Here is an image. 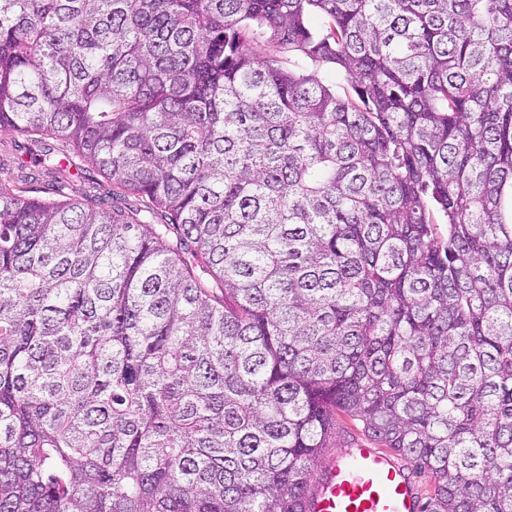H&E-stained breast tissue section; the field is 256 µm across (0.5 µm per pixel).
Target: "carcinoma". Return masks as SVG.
<instances>
[{
	"mask_svg": "<svg viewBox=\"0 0 512 512\" xmlns=\"http://www.w3.org/2000/svg\"><path fill=\"white\" fill-rule=\"evenodd\" d=\"M0 128V512H305L338 414L512 512V0H0Z\"/></svg>",
	"mask_w": 512,
	"mask_h": 512,
	"instance_id": "carcinoma-1",
	"label": "carcinoma"
}]
</instances>
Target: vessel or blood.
<instances>
[{"instance_id": "obj_1", "label": "vessel or blood", "mask_w": 512, "mask_h": 512, "mask_svg": "<svg viewBox=\"0 0 512 512\" xmlns=\"http://www.w3.org/2000/svg\"><path fill=\"white\" fill-rule=\"evenodd\" d=\"M306 512H419V491L397 454L358 442L351 459L318 469Z\"/></svg>"}]
</instances>
